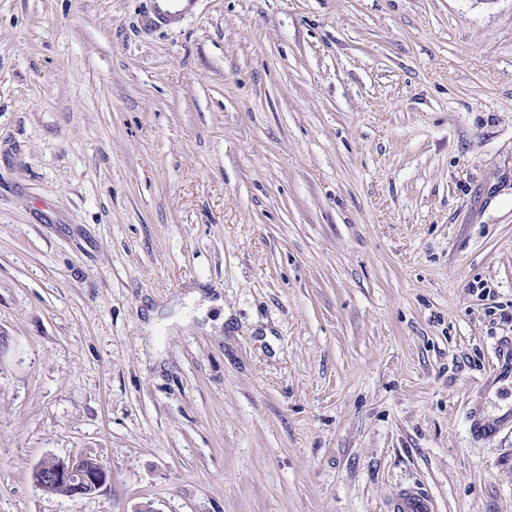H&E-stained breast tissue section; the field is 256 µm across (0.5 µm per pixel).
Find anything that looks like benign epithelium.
<instances>
[{
  "label": "benign epithelium",
  "instance_id": "obj_1",
  "mask_svg": "<svg viewBox=\"0 0 512 512\" xmlns=\"http://www.w3.org/2000/svg\"><path fill=\"white\" fill-rule=\"evenodd\" d=\"M32 476L37 482L60 488L70 497L97 492L111 479L110 471L101 461L90 464L85 456L67 460L46 457L33 468Z\"/></svg>",
  "mask_w": 512,
  "mask_h": 512
}]
</instances>
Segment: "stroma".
I'll use <instances>...</instances> for the list:
<instances>
[{
  "label": "stroma",
  "mask_w": 512,
  "mask_h": 512,
  "mask_svg": "<svg viewBox=\"0 0 512 512\" xmlns=\"http://www.w3.org/2000/svg\"><path fill=\"white\" fill-rule=\"evenodd\" d=\"M154 10L0 0V512H512V0ZM494 377L498 382L512 384V338L500 343ZM507 423H512V407L499 413L474 411L470 415V432L476 439H486L498 435ZM87 457L59 459L46 457L32 470L36 482L53 484L66 496L89 495L98 492L111 479L108 468L99 460ZM431 500L422 492L407 488L401 490L394 502L393 512H432Z\"/></svg>",
  "instance_id": "35a3bbf8"
}]
</instances>
